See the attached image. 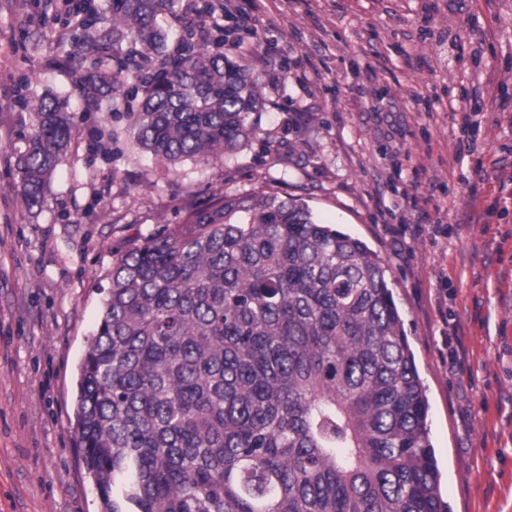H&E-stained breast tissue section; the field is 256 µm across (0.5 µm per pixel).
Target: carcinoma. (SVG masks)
Masks as SVG:
<instances>
[{"label":"carcinoma","mask_w":512,"mask_h":512,"mask_svg":"<svg viewBox=\"0 0 512 512\" xmlns=\"http://www.w3.org/2000/svg\"><path fill=\"white\" fill-rule=\"evenodd\" d=\"M176 0H73L71 50L97 109L112 88L137 144L208 165L258 133V73L155 24ZM97 41L112 74L82 71ZM23 103V195L71 139L68 99ZM430 402L386 269L299 198L222 196L115 263L81 360L76 440L101 512H450Z\"/></svg>","instance_id":"cac0c4a2"}]
</instances>
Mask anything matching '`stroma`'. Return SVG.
<instances>
[{
  "label": "stroma",
  "instance_id": "35a3bbf8",
  "mask_svg": "<svg viewBox=\"0 0 512 512\" xmlns=\"http://www.w3.org/2000/svg\"><path fill=\"white\" fill-rule=\"evenodd\" d=\"M32 2L0 0V512H100L74 411L112 267L190 210L261 189L382 259L451 512H512V0H260L224 47L260 76L257 139L173 171L122 113L86 111L58 61L62 19ZM25 87L66 96L74 124L35 205L15 166Z\"/></svg>",
  "mask_w": 512,
  "mask_h": 512
}]
</instances>
